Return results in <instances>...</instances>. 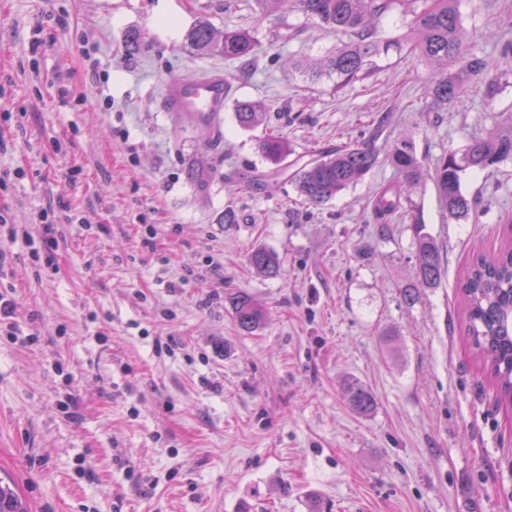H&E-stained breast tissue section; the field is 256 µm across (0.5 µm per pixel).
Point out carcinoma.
Wrapping results in <instances>:
<instances>
[{"mask_svg": "<svg viewBox=\"0 0 512 512\" xmlns=\"http://www.w3.org/2000/svg\"><path fill=\"white\" fill-rule=\"evenodd\" d=\"M291 3L306 19L332 33L348 36V41L325 56L311 78L336 75L347 84L359 77L368 59L379 51L409 52L434 65L427 85L430 107L448 108L469 89L486 85L492 94L490 64L478 55L463 28L457 0H422L420 9L409 11L406 32L390 38L379 37L378 24L392 8L394 0H254L259 14L276 16L283 4ZM185 43L200 55H221L226 59H247L258 51L259 43L247 31L217 30L206 21L194 24L185 34ZM265 106L259 102L237 104L235 118L243 129L259 125ZM263 157L274 165L291 154L288 141L279 133H269L258 143ZM379 155L363 144H349L334 150L317 152V157L303 163L289 175L303 201L318 208L345 189L362 181L378 165ZM512 159V128L495 129L472 141L463 153L447 152L428 167L418 158L414 143L403 136L390 147L387 160L397 181L386 185L372 201L378 237L389 232L387 220L403 208L409 189L419 181H433L448 218L460 221L475 215L476 203L462 191L461 175L485 171ZM417 238V279L402 288L409 305L415 303L421 288H436L441 282L443 257L436 241L422 232L420 215L409 212ZM253 270L264 277L279 273L278 256L258 248L250 255ZM461 295L469 322L475 358L493 379L501 404L512 405V248L492 256L473 258L461 284ZM226 305L241 330L253 332L262 327L266 311L252 295L230 292ZM346 396L352 410L367 413L374 406L373 396L359 383L347 385ZM0 512H30L23 499L10 487L0 485Z\"/></svg>", "mask_w": 512, "mask_h": 512, "instance_id": "carcinoma-1", "label": "carcinoma"}]
</instances>
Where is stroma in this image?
<instances>
[{"instance_id":"obj_1","label":"stroma","mask_w":512,"mask_h":512,"mask_svg":"<svg viewBox=\"0 0 512 512\" xmlns=\"http://www.w3.org/2000/svg\"><path fill=\"white\" fill-rule=\"evenodd\" d=\"M459 11L495 89L432 112L429 62L382 52L346 86L309 80L294 61L316 64L339 36L294 11L263 20L253 0H0V137L13 145L0 212L35 235L52 209L58 241L36 265L0 227V290L21 334H0V480L32 512H512V412L474 357L459 293L476 253L512 243V161L463 174L476 222L450 220L432 181L412 189L444 255L415 304L401 294L414 226L399 212L377 239L370 209L400 135L429 165L512 122V63L492 40L512 36V0ZM200 20L261 47L195 55L183 38ZM211 71L230 88L214 142L161 106L169 78ZM241 100L266 104L260 125H237ZM273 130L292 163L350 141L380 162L311 208L258 151ZM258 247L278 276L251 270ZM230 291L265 306L262 329L238 328ZM354 380L369 413L347 402ZM346 396L352 410L367 413L374 406L373 396L358 382L348 383Z\"/></svg>"}]
</instances>
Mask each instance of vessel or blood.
Returning <instances> with one entry per match:
<instances>
[{"instance_id": "obj_1", "label": "vessel or blood", "mask_w": 512, "mask_h": 512, "mask_svg": "<svg viewBox=\"0 0 512 512\" xmlns=\"http://www.w3.org/2000/svg\"><path fill=\"white\" fill-rule=\"evenodd\" d=\"M228 96L229 88L222 74L179 76L166 82L163 103L168 111L188 116L197 127L210 128L216 117L223 114Z\"/></svg>"}]
</instances>
